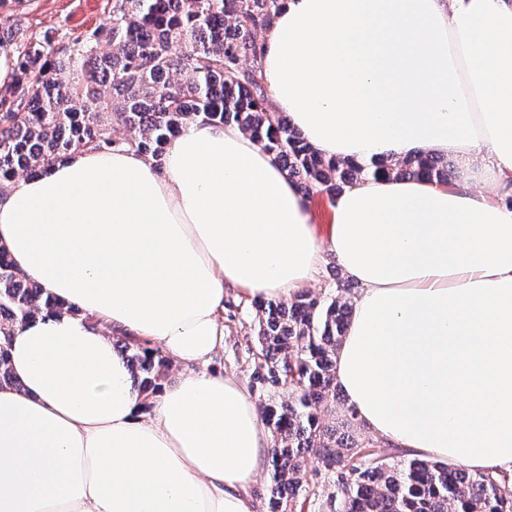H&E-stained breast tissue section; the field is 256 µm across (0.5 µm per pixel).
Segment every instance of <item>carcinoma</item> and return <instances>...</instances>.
<instances>
[{
	"instance_id": "carcinoma-1",
	"label": "carcinoma",
	"mask_w": 512,
	"mask_h": 512,
	"mask_svg": "<svg viewBox=\"0 0 512 512\" xmlns=\"http://www.w3.org/2000/svg\"><path fill=\"white\" fill-rule=\"evenodd\" d=\"M284 0H112L105 22L80 40L52 31L33 36L11 23L0 0V52L14 63L0 89V187L45 173L85 151L124 143L159 161L167 141L195 122L236 125L306 196L331 197L382 176L448 182V161L424 154L382 162L326 158L270 106L259 72V33ZM248 65H243L244 61ZM76 74L69 84L58 72ZM131 137H112L114 126ZM65 303L19 272L0 248V334L42 307ZM351 305L336 295L299 294L288 303H256L254 333L265 357L262 381L286 385L288 399L265 408L273 436L270 512H304L310 483L302 469L317 456L335 478L331 512H512V478L473 473L438 461L395 460L370 438L357 441L327 420L336 398V349ZM139 392L157 391L166 361L154 348L122 339Z\"/></svg>"
}]
</instances>
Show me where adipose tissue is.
Masks as SVG:
<instances>
[{
	"instance_id": "1",
	"label": "adipose tissue",
	"mask_w": 512,
	"mask_h": 512,
	"mask_svg": "<svg viewBox=\"0 0 512 512\" xmlns=\"http://www.w3.org/2000/svg\"><path fill=\"white\" fill-rule=\"evenodd\" d=\"M273 108L328 158L428 153L452 185L367 178L319 236L306 197L234 125L162 166L88 151L0 189V247L67 312L14 330L0 512H255L271 443L209 371L224 296L286 299L332 263L359 293L336 381L407 455L512 474V0H287L262 39ZM186 372L143 396L115 337Z\"/></svg>"
}]
</instances>
